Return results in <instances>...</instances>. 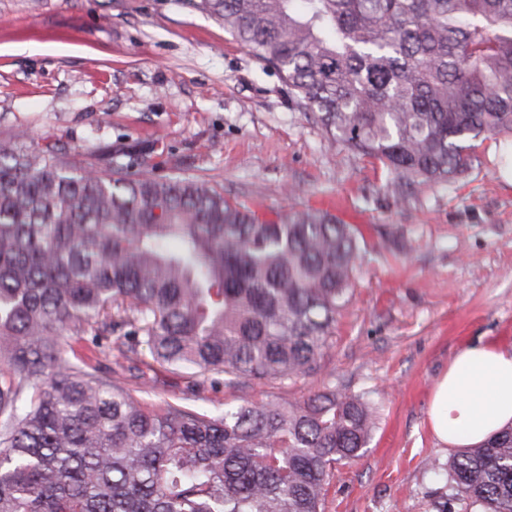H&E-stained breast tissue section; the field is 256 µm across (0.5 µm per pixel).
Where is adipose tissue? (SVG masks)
I'll return each mask as SVG.
<instances>
[{
  "instance_id": "ef3b65f1",
  "label": "adipose tissue",
  "mask_w": 512,
  "mask_h": 512,
  "mask_svg": "<svg viewBox=\"0 0 512 512\" xmlns=\"http://www.w3.org/2000/svg\"><path fill=\"white\" fill-rule=\"evenodd\" d=\"M429 424L452 448L484 443L512 424V347L465 346L433 392Z\"/></svg>"
}]
</instances>
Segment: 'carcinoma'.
Returning a JSON list of instances; mask_svg holds the SVG:
<instances>
[{
  "label": "carcinoma",
  "instance_id": "obj_1",
  "mask_svg": "<svg viewBox=\"0 0 512 512\" xmlns=\"http://www.w3.org/2000/svg\"><path fill=\"white\" fill-rule=\"evenodd\" d=\"M278 70L329 146L395 192L512 137V0H202ZM0 139V512H324L377 411L328 386L212 414L154 406L139 347L231 385H286L332 347L361 260L317 211L262 223L207 181L78 167ZM112 335V375L67 352ZM456 512H512V426L431 463Z\"/></svg>",
  "mask_w": 512,
  "mask_h": 512
}]
</instances>
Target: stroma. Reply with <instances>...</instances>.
Wrapping results in <instances>:
<instances>
[{"label": "stroma", "instance_id": "obj_1", "mask_svg": "<svg viewBox=\"0 0 512 512\" xmlns=\"http://www.w3.org/2000/svg\"><path fill=\"white\" fill-rule=\"evenodd\" d=\"M56 145L105 171L197 178L262 220L323 211L364 236L333 346L288 386L204 385L197 406L374 391L366 452L337 465L325 512H432L426 463L451 448L428 428L431 393L468 343L512 344V139L478 140L450 182L387 190L381 164L328 146L279 72L201 0H0V137Z\"/></svg>", "mask_w": 512, "mask_h": 512}]
</instances>
